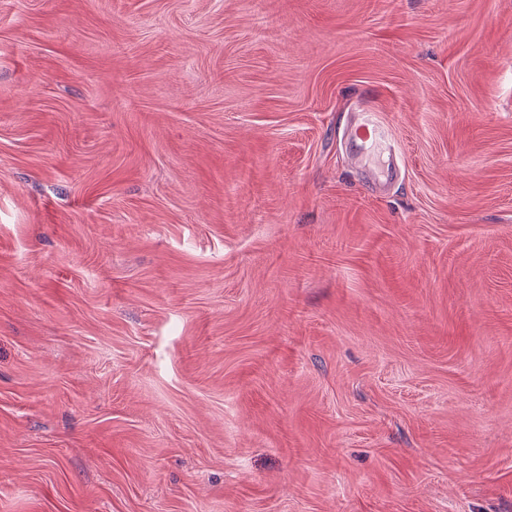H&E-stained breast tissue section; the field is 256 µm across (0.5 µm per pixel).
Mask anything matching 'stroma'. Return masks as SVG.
Instances as JSON below:
<instances>
[{"mask_svg": "<svg viewBox=\"0 0 512 512\" xmlns=\"http://www.w3.org/2000/svg\"><path fill=\"white\" fill-rule=\"evenodd\" d=\"M0 512H512V0H0ZM347 141L355 160L366 167L372 181L383 188L384 180L397 176L398 169H392L389 164L385 167H376L363 164L365 157L375 152L387 158L395 152V146L385 125L377 118V114L368 104H363L354 112L351 124L347 131Z\"/></svg>", "mask_w": 512, "mask_h": 512, "instance_id": "obj_1", "label": "stroma"}]
</instances>
